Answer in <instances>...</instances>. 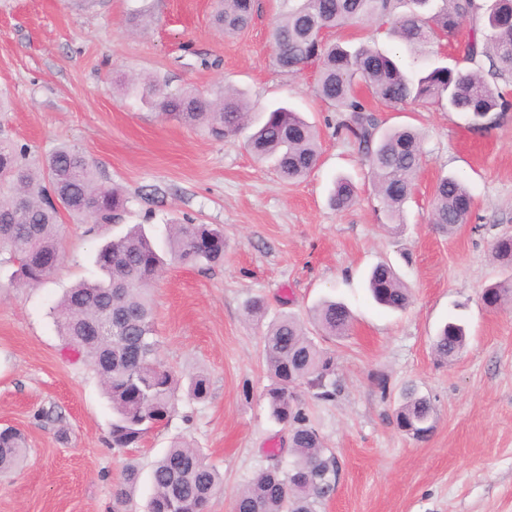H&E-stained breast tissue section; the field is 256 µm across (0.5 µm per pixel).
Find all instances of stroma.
<instances>
[{
  "label": "stroma",
  "mask_w": 512,
  "mask_h": 512,
  "mask_svg": "<svg viewBox=\"0 0 512 512\" xmlns=\"http://www.w3.org/2000/svg\"><path fill=\"white\" fill-rule=\"evenodd\" d=\"M249 27L224 39L211 24L213 0H0V135L26 146L42 165L60 145L75 146L128 200L124 225L162 238L187 219L224 230V263L169 266L154 284L160 359L180 380L209 379V395L180 396L167 427L141 447L112 446V408L85 358L67 351L50 315L64 288L94 277L93 254L111 229L88 231L63 216L66 258L36 288L10 283L0 265V429L26 437V464L0 482V512H144L150 471L171 441L200 448L224 477L209 512H232L237 491L267 466L269 449L288 445L272 420V383L263 359L268 322L288 312L308 321L321 298L353 316L347 336L318 344L336 365L330 401L299 395L339 462L335 494L321 512H512V305L487 307L484 289L512 276L491 258L512 235V111L475 126L438 105L392 110L367 99L381 126L407 124L423 141L421 169L397 221L377 197L362 153L337 134L341 119L315 94L317 67L279 71L269 31L279 0H258ZM148 6L146 30L131 33L130 12ZM151 75L175 89L243 90L253 112L285 104L319 133L318 166L294 184L256 160L244 135L215 139L159 118L117 87L125 75ZM455 174L475 207L467 224L439 232L429 218L434 187ZM358 188L356 203L333 209L336 176ZM389 263L411 290L402 312L378 306L369 270ZM263 319L248 317L254 299ZM456 318L468 340L450 362L432 345ZM434 405V428L416 440L393 414L404 388ZM141 473L125 505L113 488L127 464Z\"/></svg>",
  "instance_id": "stroma-1"
}]
</instances>
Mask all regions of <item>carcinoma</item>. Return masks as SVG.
<instances>
[{"label":"carcinoma","instance_id":"cac0c4a2","mask_svg":"<svg viewBox=\"0 0 512 512\" xmlns=\"http://www.w3.org/2000/svg\"><path fill=\"white\" fill-rule=\"evenodd\" d=\"M283 9L271 29L275 61L282 72L298 74L312 62L319 65L316 94L335 112L346 114L337 126L351 137L368 160L369 171L390 218L399 216L421 167V140L408 127L379 131L372 110L356 96L363 84L370 95L388 107L410 102H446L448 109L470 114L479 123L491 112L512 109L508 86L512 78V0H410L414 9L398 12L405 0H282ZM256 11L255 0H217L214 25L232 38L244 31ZM471 19L478 27L462 43V70L434 66L417 70L402 59L361 44L357 47L327 43L323 33L353 24H393V32L418 61L428 49L457 40L461 24ZM490 62L484 70L481 60ZM119 86L128 96L148 99L167 119L216 139L235 136L249 128L246 144L259 159L271 158L284 182L298 180L317 165L318 134L301 115L277 106L258 121H251L244 94L232 89L202 94L196 90H170L156 78L124 77ZM28 149L0 137V255L17 264L14 281L37 287L54 275L64 260L59 235L61 212L97 227L122 221L126 199L101 179L97 166L78 148L63 146L43 169L26 163ZM357 188L347 177L336 178L329 202L337 209L351 207ZM473 196L458 176L439 179L434 191L431 223L448 234L468 222ZM494 260L512 270V238L492 245ZM211 267L224 262V231L213 224L187 220L171 224L162 242H156L141 224L106 240L97 250L98 276L66 289L50 310L60 336L84 355L100 376L112 404L110 435L114 448H136L152 429L165 426L175 409L180 383L159 360L160 342L155 329L152 286L167 263ZM368 286L374 300L394 310L409 304L410 288L386 263L376 265ZM483 300L497 307L512 300V277L488 286ZM112 310V336L88 331L103 310ZM315 328L323 336H345L352 316L334 300L313 310ZM466 332L456 322L445 324L433 346L451 361L463 349ZM263 352L274 383L267 391L271 416L288 427L287 465L280 454L268 455L271 465L259 470L234 499L233 512H319L336 491L339 465L323 446L309 422L298 385L329 401L336 396L331 357L307 335L302 322L284 314L268 325ZM209 381L189 378L187 393L203 399ZM434 406L414 388L406 389L404 403L395 413L397 426L415 439L432 430ZM28 454L25 436L16 429L0 432V475L21 467ZM139 480V470L125 468L114 497L124 503ZM153 494L146 512H207L210 500L224 490L219 473L199 449L175 441L153 466Z\"/></svg>","mask_w":512,"mask_h":512}]
</instances>
